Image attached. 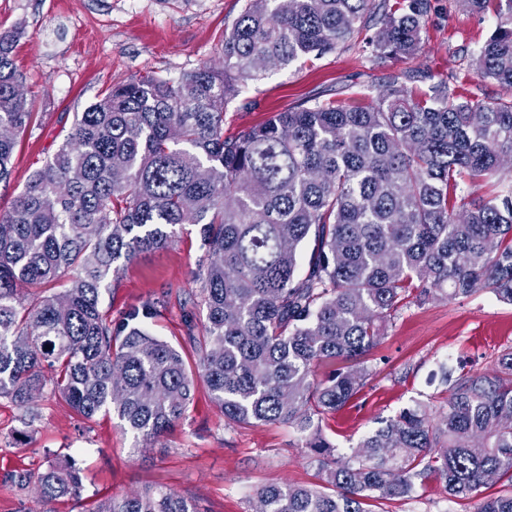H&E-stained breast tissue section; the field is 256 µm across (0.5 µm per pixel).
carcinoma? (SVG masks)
Wrapping results in <instances>:
<instances>
[{
  "mask_svg": "<svg viewBox=\"0 0 512 512\" xmlns=\"http://www.w3.org/2000/svg\"><path fill=\"white\" fill-rule=\"evenodd\" d=\"M431 0H247L224 35L223 65L177 81L135 79L76 113L66 141L0 213V398L38 420L48 385L81 417L112 415L135 439L182 420L194 378L183 351L151 336L146 303L112 325L109 278L199 227L204 321L186 320L199 368L230 422L288 423L309 436L319 483H271L254 512H370L434 478L467 499L489 478L512 486V353L500 375L454 376L447 407L419 402L347 455L315 421L365 385L359 358L408 299L443 302L488 290L512 304V0L473 55L506 96L461 98L448 82L419 93L425 71L389 75L364 105H300L234 138L224 107L239 87L319 59L365 34L374 57L420 50ZM15 30L0 31V182L34 112L20 90ZM496 191L471 198L475 186ZM313 242L308 270L299 256ZM59 293L26 302L24 284ZM353 361L324 380L323 361ZM40 501L76 495L78 468L54 460L5 476ZM93 512H199L171 490L99 501ZM479 512H512V489Z\"/></svg>",
  "mask_w": 512,
  "mask_h": 512,
  "instance_id": "1",
  "label": "carcinoma"
}]
</instances>
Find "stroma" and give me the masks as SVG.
<instances>
[{
	"mask_svg": "<svg viewBox=\"0 0 512 512\" xmlns=\"http://www.w3.org/2000/svg\"><path fill=\"white\" fill-rule=\"evenodd\" d=\"M473 13L461 0H432L422 49L410 59H377L354 40L313 61L268 70L246 84L224 110V135L266 122L274 113L339 99L368 89L403 69L424 70L448 81L457 94L484 100L501 88L480 79L471 64L494 29L499 6ZM246 0H0V29L19 30L14 60L37 115L19 138L11 177L0 183V211L8 210L30 174L67 138L77 112L111 87L142 77L178 79L202 63L222 64L221 46ZM205 250L195 226L176 241L140 256L102 291L101 310L119 320L143 302L157 305L145 329L183 346L188 369L197 354L188 345L185 319L200 300ZM512 351V305L480 291L449 302L404 304L388 322L379 344L361 358L369 377L342 409L320 423L337 454L416 403L443 405L440 380L446 355L466 375H494ZM39 419L25 428L20 409L0 398V478L12 470H38L48 457L75 463L83 472L78 495L40 505L0 485V512H89L94 500L163 487L194 499L202 512H253L255 493L270 483H316L307 436L285 423H229L204 382L197 380L183 420L152 447L135 450V439L114 417L87 422L59 396L44 390ZM506 482L492 483L469 499L451 497L432 479L407 499L372 502L371 512H477L484 498Z\"/></svg>",
	"mask_w": 512,
	"mask_h": 512,
	"instance_id": "35a3bbf8",
	"label": "stroma"
}]
</instances>
